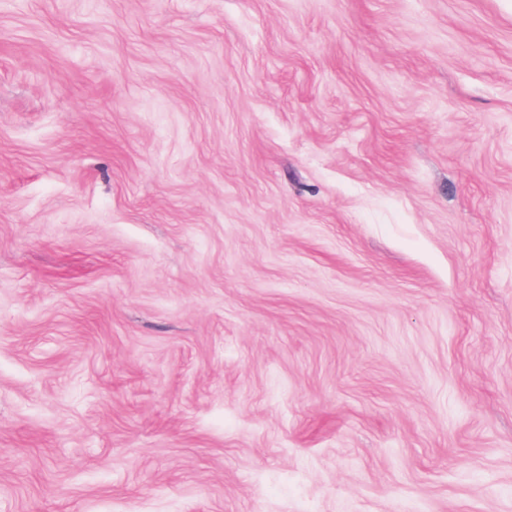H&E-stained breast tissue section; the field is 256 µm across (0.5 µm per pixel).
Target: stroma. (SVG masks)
Returning a JSON list of instances; mask_svg holds the SVG:
<instances>
[{
  "instance_id": "stroma-1",
  "label": "stroma",
  "mask_w": 512,
  "mask_h": 512,
  "mask_svg": "<svg viewBox=\"0 0 512 512\" xmlns=\"http://www.w3.org/2000/svg\"><path fill=\"white\" fill-rule=\"evenodd\" d=\"M0 512H512V0H0Z\"/></svg>"
}]
</instances>
